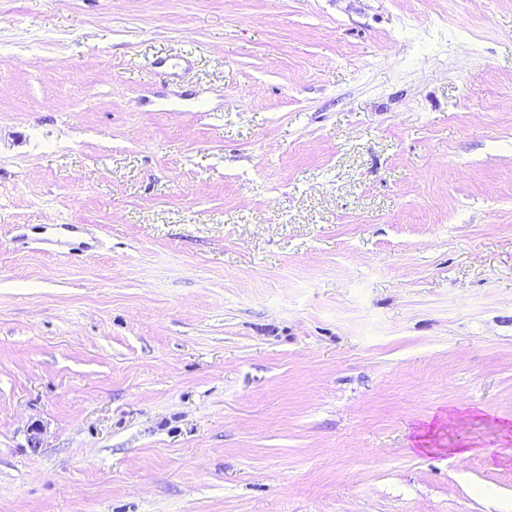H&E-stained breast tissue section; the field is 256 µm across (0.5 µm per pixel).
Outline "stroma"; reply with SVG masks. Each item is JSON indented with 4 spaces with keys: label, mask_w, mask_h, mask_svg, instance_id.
<instances>
[{
    "label": "stroma",
    "mask_w": 512,
    "mask_h": 512,
    "mask_svg": "<svg viewBox=\"0 0 512 512\" xmlns=\"http://www.w3.org/2000/svg\"><path fill=\"white\" fill-rule=\"evenodd\" d=\"M0 512H512V0H0Z\"/></svg>",
    "instance_id": "35a3bbf8"
}]
</instances>
